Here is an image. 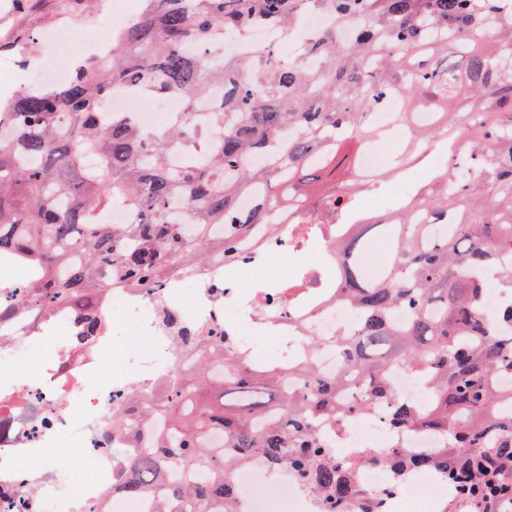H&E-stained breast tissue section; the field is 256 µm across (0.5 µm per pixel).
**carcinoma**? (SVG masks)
<instances>
[{
	"instance_id": "obj_1",
	"label": "carcinoma",
	"mask_w": 512,
	"mask_h": 512,
	"mask_svg": "<svg viewBox=\"0 0 512 512\" xmlns=\"http://www.w3.org/2000/svg\"><path fill=\"white\" fill-rule=\"evenodd\" d=\"M512 0H144L142 17L112 42V65L73 63L61 86L23 88L0 100V263L29 269L31 299L68 303L82 321L80 339L97 330L95 311L114 282L149 287L214 253L224 271L237 260V237L296 199L314 207L311 224H334L340 244L325 273L330 293L361 315L357 326L327 340L343 372L326 375L314 361L271 371L232 348L210 351L196 373L155 400L130 399L112 413V432L136 441L137 426L167 418L169 431L141 453L119 483L136 499L158 471L209 473L201 483L175 480L157 512L172 503L197 512L211 500L236 512L234 467L262 460L285 468L319 495L318 512H380L381 493L357 484V462H344L319 427L386 411L399 434L436 436L437 448L369 451L365 463L396 472L424 470L453 487L472 512L512 501V20L493 24ZM326 24L288 61L274 50L224 57L227 40H244L273 23L284 33L307 13ZM222 86L219 108L202 121L196 108ZM145 95H177L185 112L162 132L105 111L115 86ZM398 97L405 122L419 109L430 122L407 140L388 141L393 157L426 145L447 148L430 187L400 207V233L388 236L393 263L378 281L360 274L367 236L387 225L358 214L356 163L387 134L367 111ZM265 150L269 164H250ZM94 155L90 166L86 157ZM259 191L251 208L239 199ZM121 204L133 224H104ZM229 226L232 243L211 225ZM499 305L485 318L489 281ZM404 309L408 322L393 320ZM405 369L432 394L420 407L396 396L390 375ZM203 387L248 408L246 415L205 407ZM227 444L208 447L211 427Z\"/></svg>"
}]
</instances>
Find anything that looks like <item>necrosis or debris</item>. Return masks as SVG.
I'll list each match as a JSON object with an SVG mask.
<instances>
[{
  "label": "necrosis or debris",
  "mask_w": 512,
  "mask_h": 512,
  "mask_svg": "<svg viewBox=\"0 0 512 512\" xmlns=\"http://www.w3.org/2000/svg\"><path fill=\"white\" fill-rule=\"evenodd\" d=\"M323 22L322 16H308L304 27L290 36L277 28L257 29L237 51L249 55L275 45L282 58H294L303 50L305 36ZM139 101V96L117 92L106 107L136 115L142 128L154 132L184 108L175 95L163 97L155 112L138 111ZM308 218L295 207L278 210L273 224L257 225L253 236L239 243L240 259L232 272H225L223 257L214 255L202 267L151 288L113 284L105 292L103 327L91 349L74 345V322L65 305L49 310L16 299L14 317L0 322V512H156L155 497L128 499L112 488L131 462L130 454L118 451L112 432L119 396L135 392L151 398L183 378L215 348L208 335L212 329L237 333L247 327L284 337V344L268 347L265 354L266 364L284 368L299 357V337L333 336L355 327L358 311L330 296L319 264L310 265L296 292L281 285L248 291L241 286L244 274L262 271L275 254L304 255L315 248L321 256L335 258L334 226L312 224ZM179 327L203 329L207 335L182 346L175 340ZM104 348L115 350L118 359L109 378L102 380L96 353ZM34 357L39 360L36 372L19 376V369ZM62 439L77 451L67 466L46 454ZM330 439L337 454L350 459L393 443L380 413L365 429L355 420L336 424ZM231 478L238 489L237 512H275L284 501L314 512L310 491L287 475H271L259 462L236 468ZM357 479L365 490H387L383 512H403L406 503L430 487L445 498L453 494L450 486L421 470L400 478L368 465Z\"/></svg>",
  "instance_id": "4bbe7bcc"
}]
</instances>
